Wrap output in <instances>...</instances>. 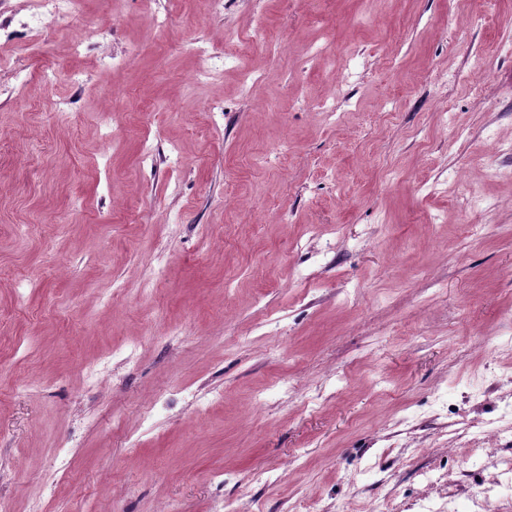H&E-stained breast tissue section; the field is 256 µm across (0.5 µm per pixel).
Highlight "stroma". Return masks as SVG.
Wrapping results in <instances>:
<instances>
[{
  "instance_id": "stroma-1",
  "label": "stroma",
  "mask_w": 512,
  "mask_h": 512,
  "mask_svg": "<svg viewBox=\"0 0 512 512\" xmlns=\"http://www.w3.org/2000/svg\"><path fill=\"white\" fill-rule=\"evenodd\" d=\"M9 51L0 503L512 512V0H81Z\"/></svg>"
}]
</instances>
